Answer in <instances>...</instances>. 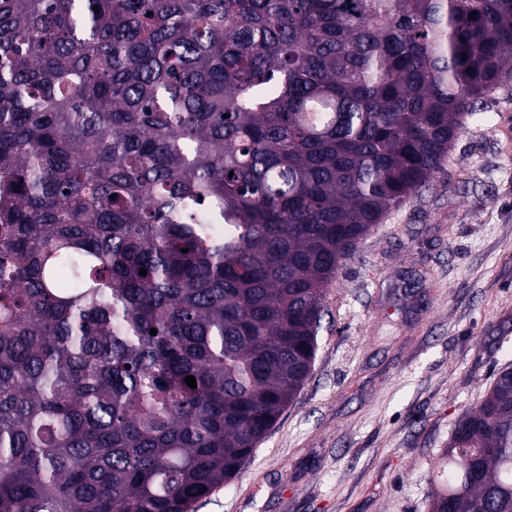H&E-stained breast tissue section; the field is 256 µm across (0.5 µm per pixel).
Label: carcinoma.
Returning a JSON list of instances; mask_svg holds the SVG:
<instances>
[{
	"label": "carcinoma",
	"instance_id": "cac0c4a2",
	"mask_svg": "<svg viewBox=\"0 0 512 512\" xmlns=\"http://www.w3.org/2000/svg\"><path fill=\"white\" fill-rule=\"evenodd\" d=\"M510 79L512 0H0V512H196ZM433 482L512 512L511 369Z\"/></svg>",
	"mask_w": 512,
	"mask_h": 512
}]
</instances>
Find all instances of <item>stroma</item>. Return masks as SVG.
Here are the masks:
<instances>
[{
	"label": "stroma",
	"instance_id": "1",
	"mask_svg": "<svg viewBox=\"0 0 512 512\" xmlns=\"http://www.w3.org/2000/svg\"><path fill=\"white\" fill-rule=\"evenodd\" d=\"M329 284L311 374L196 512H428L455 423L512 365V89Z\"/></svg>",
	"mask_w": 512,
	"mask_h": 512
}]
</instances>
